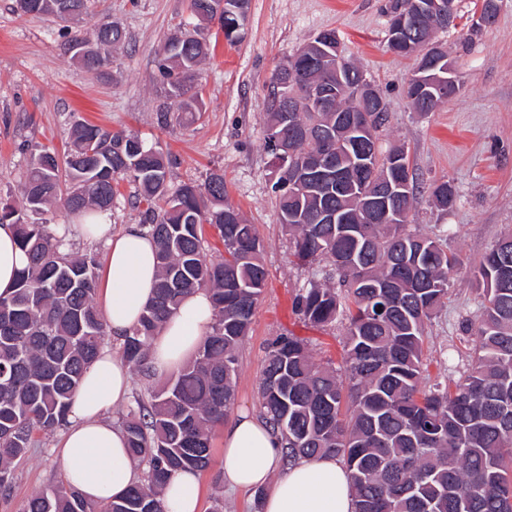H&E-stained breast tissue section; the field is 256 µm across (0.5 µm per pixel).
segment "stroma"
Segmentation results:
<instances>
[{
    "instance_id": "35a3bbf8",
    "label": "stroma",
    "mask_w": 512,
    "mask_h": 512,
    "mask_svg": "<svg viewBox=\"0 0 512 512\" xmlns=\"http://www.w3.org/2000/svg\"><path fill=\"white\" fill-rule=\"evenodd\" d=\"M396 0H250L239 39L228 41L218 23L199 24L190 0H95L96 14L119 22L128 41L103 73L79 71L52 17L24 14L16 0H0V198L15 194L30 152H64L72 124L86 119L162 148L172 160L171 187L224 175L226 201L253 224L265 249L269 276L250 330L238 350L239 375L232 412L259 414V383L268 343L280 335L304 338L317 360L341 363L344 326L315 328L293 302L318 264L300 262L278 220L276 180L263 121L277 67L306 42L334 30L341 55L377 89L388 121L381 150L403 148L423 185L450 182L456 202L434 207L418 195L413 225L439 236L447 249L475 261L504 233H512V0H497L494 23L471 34L482 0H457L454 28L436 39L459 67L463 86L433 112H416L406 89L416 65L388 49V20ZM202 27L210 45L200 79L202 112L162 123L156 58L173 34ZM137 188L121 181L107 217L112 232L144 221ZM469 268L452 276L448 299L426 327L424 384L457 379L468 368L483 305ZM55 435L39 436L19 462L12 489L0 493V512H22L27 500L63 481L65 464ZM223 429L212 434L213 465L202 472L201 512L215 498L224 512H251L253 496L228 491L217 465Z\"/></svg>"
}]
</instances>
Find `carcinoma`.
<instances>
[{
  "instance_id": "obj_1",
  "label": "carcinoma",
  "mask_w": 512,
  "mask_h": 512,
  "mask_svg": "<svg viewBox=\"0 0 512 512\" xmlns=\"http://www.w3.org/2000/svg\"><path fill=\"white\" fill-rule=\"evenodd\" d=\"M89 0H65L60 17L71 59L99 70L73 51L85 41L78 26ZM217 0H190L201 21L224 24ZM103 59L127 40L105 18L94 24ZM208 55L200 33L174 35L156 59L164 112L192 116L201 109L197 81ZM352 102L346 96L315 111L307 103L288 117L270 99L265 110L268 146L288 139L298 154L321 153V135L337 129L333 160L339 179L303 188L275 182L279 223L303 262L331 271L299 290L294 307L313 326L346 320L343 366L317 362L305 341L281 335L268 345L259 385L260 406L280 435L285 456L333 454L347 468L354 512H512V234L503 235L477 261L475 288L484 296L471 368L452 384L422 386L426 325L448 296L461 257L440 240L367 219V200L392 156H364L347 134ZM385 111L371 113L374 147ZM171 160L124 132L85 121L72 127L67 154L42 147L31 153L17 199L0 200V224L15 227L27 263L14 292L0 296V491L16 479V464L34 436L63 427L82 376L96 359L107 326L94 304L97 256L76 255L53 224L54 207L67 213L112 209L119 181L129 179L147 204V228L157 246L155 295L138 326L123 336L124 358L148 384L121 426L141 480L107 503L87 500L60 483L32 496L23 512H164L161 490L179 471L211 465L213 428L224 423L239 372L236 351L248 335L268 272L264 245L243 216L224 222V175L169 189ZM443 210L455 202L452 186L432 189ZM323 212L340 223L320 224ZM209 225L224 245L215 260L203 241ZM206 290L215 318L196 356L168 381L153 385L150 343L184 297Z\"/></svg>"
}]
</instances>
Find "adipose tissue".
I'll list each match as a JSON object with an SVG mask.
<instances>
[{
    "instance_id": "adipose-tissue-1",
    "label": "adipose tissue",
    "mask_w": 512,
    "mask_h": 512,
    "mask_svg": "<svg viewBox=\"0 0 512 512\" xmlns=\"http://www.w3.org/2000/svg\"><path fill=\"white\" fill-rule=\"evenodd\" d=\"M92 241L106 239L98 290L110 334L121 337L139 322L154 295L158 275L156 244L146 230L132 225L110 234L106 224L83 226ZM26 257L13 225L0 224V296L11 292ZM214 310L209 294L189 295L155 336L150 362L157 375L180 366L210 332ZM131 368L110 349H102L87 369L68 421L55 445L65 460L66 480L96 503L118 498L138 481L126 434L109 414L130 394ZM219 469L233 491L261 493L262 512H353L348 472L335 456H314L286 463L279 435L269 423L241 413L224 427ZM165 512H199L197 472H179L162 492Z\"/></svg>"
}]
</instances>
